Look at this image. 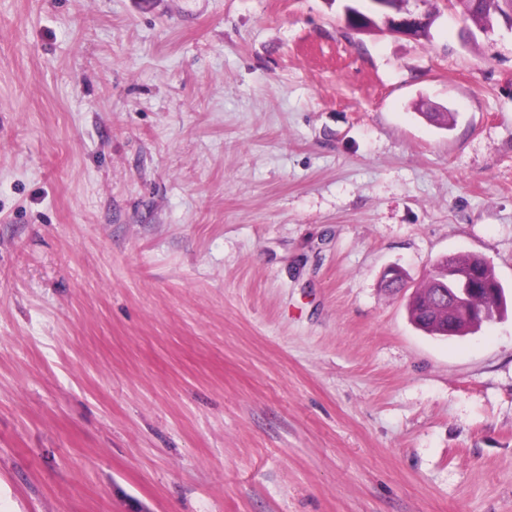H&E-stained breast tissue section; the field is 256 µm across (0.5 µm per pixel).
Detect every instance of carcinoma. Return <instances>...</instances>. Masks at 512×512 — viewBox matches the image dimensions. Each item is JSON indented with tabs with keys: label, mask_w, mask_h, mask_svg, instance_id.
<instances>
[{
	"label": "carcinoma",
	"mask_w": 512,
	"mask_h": 512,
	"mask_svg": "<svg viewBox=\"0 0 512 512\" xmlns=\"http://www.w3.org/2000/svg\"><path fill=\"white\" fill-rule=\"evenodd\" d=\"M464 4L463 34L468 35L471 27L496 22L512 14V0H461ZM439 277L422 285L410 302V313L414 322L425 331L438 336L450 333L456 335L470 331L471 326L461 318L459 306L451 297L448 275L457 272L468 274L469 278L484 288L472 296V307L496 316L505 311L493 303L494 295L501 284L493 267L478 255H463L453 265L443 257L436 262Z\"/></svg>",
	"instance_id": "cac0c4a2"
}]
</instances>
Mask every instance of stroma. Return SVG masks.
<instances>
[{"instance_id": "1", "label": "stroma", "mask_w": 512, "mask_h": 512, "mask_svg": "<svg viewBox=\"0 0 512 512\" xmlns=\"http://www.w3.org/2000/svg\"><path fill=\"white\" fill-rule=\"evenodd\" d=\"M427 6L0 0V512H512V29ZM370 9L366 13L346 8L347 24L356 30L365 31L379 26L381 22L386 29L402 35H418L426 31L437 14L436 11L417 12L408 7L400 6V0H366ZM457 272L468 273L469 278L479 284L480 288H489L472 296L471 304L474 309L478 311L482 309L493 316L502 314L505 311V298L502 308L493 303L494 295L498 288L501 289L503 295L504 291L491 264L486 263L478 255H460L453 262L449 275H454ZM439 277L424 283L410 302V313L414 322L425 331L438 336L459 335L472 328L461 318L459 306L448 288V259L442 257L436 264ZM448 308L450 315H448ZM454 333V334H448Z\"/></svg>"}]
</instances>
